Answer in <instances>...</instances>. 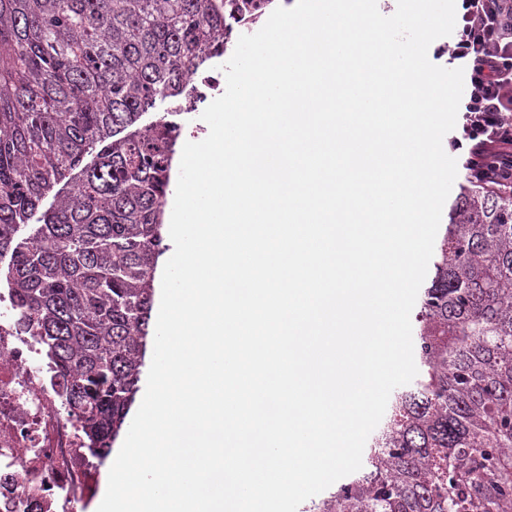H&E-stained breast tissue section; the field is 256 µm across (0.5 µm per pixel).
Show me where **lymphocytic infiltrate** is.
Wrapping results in <instances>:
<instances>
[{
	"label": "lymphocytic infiltrate",
	"instance_id": "obj_1",
	"mask_svg": "<svg viewBox=\"0 0 512 512\" xmlns=\"http://www.w3.org/2000/svg\"><path fill=\"white\" fill-rule=\"evenodd\" d=\"M451 61L467 94L460 136L473 183L512 192V0H459Z\"/></svg>",
	"mask_w": 512,
	"mask_h": 512
}]
</instances>
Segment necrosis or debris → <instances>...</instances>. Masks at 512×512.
<instances>
[{
	"label": "necrosis or debris",
	"instance_id": "1",
	"mask_svg": "<svg viewBox=\"0 0 512 512\" xmlns=\"http://www.w3.org/2000/svg\"><path fill=\"white\" fill-rule=\"evenodd\" d=\"M0 290V512H78L93 468L76 416Z\"/></svg>",
	"mask_w": 512,
	"mask_h": 512
}]
</instances>
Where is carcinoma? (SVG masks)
I'll list each match as a JSON object with an SVG mask.
<instances>
[{"instance_id":"1","label":"carcinoma","mask_w":512,"mask_h":512,"mask_svg":"<svg viewBox=\"0 0 512 512\" xmlns=\"http://www.w3.org/2000/svg\"><path fill=\"white\" fill-rule=\"evenodd\" d=\"M252 2L0 0L6 286L100 464L144 365L172 160L198 107L185 89ZM159 96L170 111L133 129ZM434 266L416 380L391 398L361 469L301 512H512V193L463 189Z\"/></svg>"}]
</instances>
